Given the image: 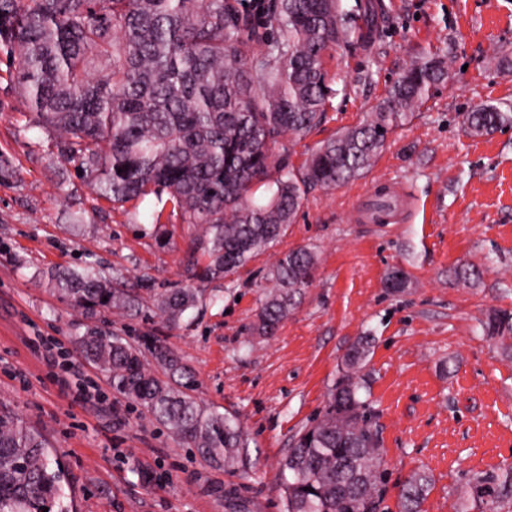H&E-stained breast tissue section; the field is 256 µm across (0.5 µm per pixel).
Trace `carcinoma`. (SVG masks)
I'll list each match as a JSON object with an SVG mask.
<instances>
[{
  "mask_svg": "<svg viewBox=\"0 0 512 512\" xmlns=\"http://www.w3.org/2000/svg\"><path fill=\"white\" fill-rule=\"evenodd\" d=\"M0 0V54L35 123L58 156L74 166L95 199L114 206L153 195L185 224L200 225L188 247V285L130 288L91 264L58 270L60 298L91 319L137 310L144 296L169 325L198 306L194 282H213L278 245L312 190L343 186L376 163L388 135L420 111L448 63H411L386 100L291 162L285 141L319 127L332 93L323 66L333 46L374 38L375 6L359 25L342 0ZM512 123L493 104L465 116L472 136ZM317 254H279L257 321L272 336L314 280ZM394 266L386 287H406ZM486 336L512 337V312L482 323ZM127 399L167 425L216 468H252L238 418L211 411L192 395L197 379L161 340L137 342L89 325L72 338ZM370 339L344 356L322 412L295 438L281 464L284 512H380L386 483L364 370ZM63 469L43 435L0 411V512H69ZM431 482L414 472L401 512H420ZM512 512V467L470 479L456 512Z\"/></svg>",
  "mask_w": 512,
  "mask_h": 512,
  "instance_id": "cac0c4a2",
  "label": "carcinoma"
}]
</instances>
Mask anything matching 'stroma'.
<instances>
[{
    "mask_svg": "<svg viewBox=\"0 0 512 512\" xmlns=\"http://www.w3.org/2000/svg\"><path fill=\"white\" fill-rule=\"evenodd\" d=\"M370 48L329 51L334 79L327 121L293 147L294 160L359 121L411 61H452L419 113L389 135L375 166L333 190L309 194L279 247L205 285L201 302L170 328L153 312L113 310L114 335L165 341L195 372V394L237 415L250 440L248 474L215 469L138 404L116 391L72 343L86 319L61 301L47 274L87 263L155 287L184 283L197 229L155 197L112 208L93 201L73 166L58 161L0 70V155L16 173L0 182V409L38 428L62 463L71 512H225L236 492L250 512H284L281 462L295 435L323 409L341 360L360 336L373 345L368 391L388 483L384 512H399L404 481L427 471L422 512H455L470 476L512 465V346L480 322L512 310V125L470 136L463 116L484 102L512 112V0H381ZM414 200L395 224L353 218L379 183ZM87 215L70 230L71 215ZM161 212L153 220V212ZM167 231L158 243L155 222ZM318 252L316 278L272 337L252 334L279 252ZM408 285L384 286L388 268ZM478 269L465 283L454 271ZM52 347L54 365L42 358ZM84 378L87 396L62 389Z\"/></svg>",
    "mask_w": 512,
    "mask_h": 512,
    "instance_id": "obj_1",
    "label": "stroma"
}]
</instances>
